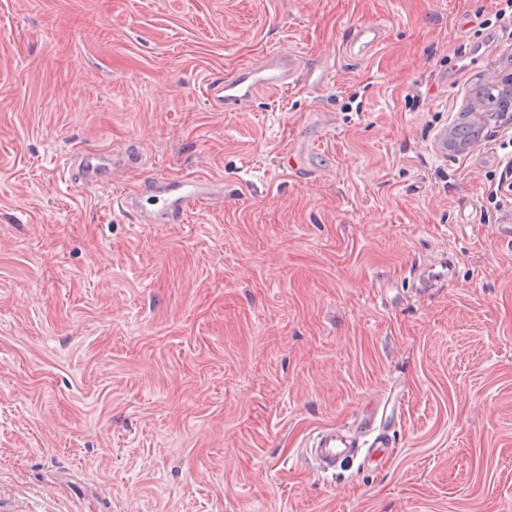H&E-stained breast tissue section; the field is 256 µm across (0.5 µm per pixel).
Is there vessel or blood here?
<instances>
[{
  "label": "vessel or blood",
  "instance_id": "1",
  "mask_svg": "<svg viewBox=\"0 0 512 512\" xmlns=\"http://www.w3.org/2000/svg\"><path fill=\"white\" fill-rule=\"evenodd\" d=\"M293 73L291 57L279 52L266 56L263 65L243 70L232 80L212 85V98L227 111L239 110L259 91L286 87ZM214 180L207 177L161 175L129 195L116 196L122 210L135 213L141 224H179L188 213L221 197ZM390 435L384 421L370 415L353 422L350 433L332 429L317 431L305 448V454L319 475L335 471L343 462L363 458L378 462L389 454Z\"/></svg>",
  "mask_w": 512,
  "mask_h": 512
}]
</instances>
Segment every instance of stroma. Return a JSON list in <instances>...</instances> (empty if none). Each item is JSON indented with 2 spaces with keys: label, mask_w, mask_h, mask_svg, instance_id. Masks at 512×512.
<instances>
[{
  "label": "stroma",
  "mask_w": 512,
  "mask_h": 512,
  "mask_svg": "<svg viewBox=\"0 0 512 512\" xmlns=\"http://www.w3.org/2000/svg\"><path fill=\"white\" fill-rule=\"evenodd\" d=\"M274 49L287 87L213 101ZM500 72L505 0H0V512H512V125L437 146ZM155 174L224 201L135 223ZM390 403V456L319 478ZM386 413L387 408L383 409L379 421L375 413L354 421L349 434L332 429L317 431L306 445L305 454L319 475L333 474L338 465L361 456L363 462L368 463L386 458L391 448L389 430L385 426ZM375 433L373 441L367 443L368 448H362L368 441L364 438Z\"/></svg>",
  "instance_id": "35a3bbf8"
}]
</instances>
